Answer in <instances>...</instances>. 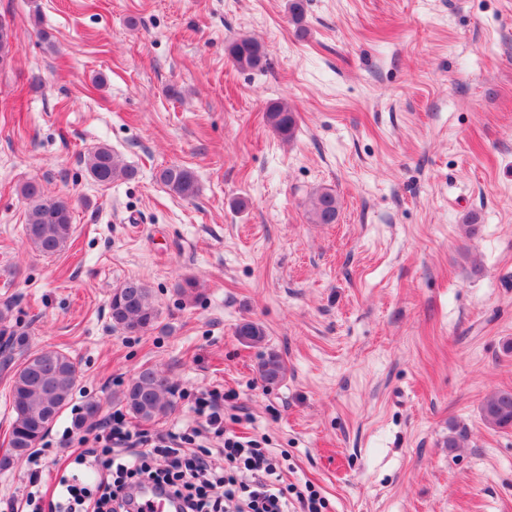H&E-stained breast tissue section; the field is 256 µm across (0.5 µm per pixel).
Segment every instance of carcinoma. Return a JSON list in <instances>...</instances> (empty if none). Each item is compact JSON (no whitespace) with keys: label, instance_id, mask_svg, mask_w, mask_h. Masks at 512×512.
Wrapping results in <instances>:
<instances>
[{"label":"carcinoma","instance_id":"carcinoma-1","mask_svg":"<svg viewBox=\"0 0 512 512\" xmlns=\"http://www.w3.org/2000/svg\"><path fill=\"white\" fill-rule=\"evenodd\" d=\"M233 63L242 69H261L266 53L256 41L243 38L228 46ZM267 120L285 141L293 139L297 128L294 110L283 102L267 108ZM86 171L95 182L105 185L122 177L131 179L135 170L121 164L107 145H100L84 157ZM158 179L170 192L183 199H192L199 192L193 173L179 165L160 170ZM21 194L29 209L24 225L27 242L43 256H53L66 249L73 233L72 210L69 203L45 193L35 181L22 185ZM310 214L315 224H334L339 214L336 194L325 189L311 199ZM112 327L125 333H141L158 320V309L147 286L135 279L112 289L109 301ZM236 335L244 343L258 345L265 340L261 325L245 321L237 325ZM18 356L10 359L11 409L14 419L9 445L21 457L28 454L44 438L60 413L71 403L78 384V373L72 358L58 349L34 352L24 347V339L13 340ZM258 374L268 385L280 382L286 366L275 352L267 353L258 364ZM173 389L161 371L147 367L127 385L119 396L120 405L133 418L151 422L167 415L173 408ZM483 421L491 428L512 427V391L500 390L487 396L481 404Z\"/></svg>","mask_w":512,"mask_h":512}]
</instances>
